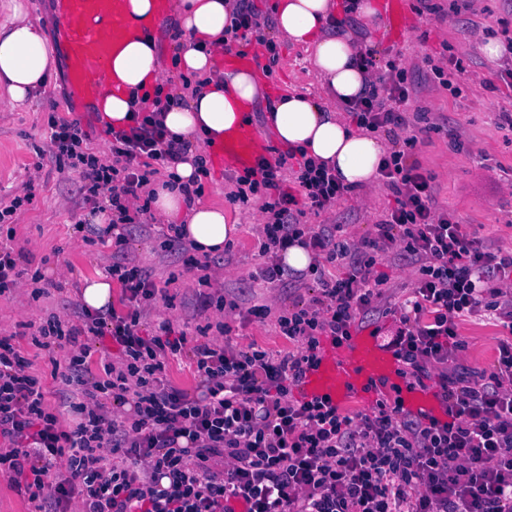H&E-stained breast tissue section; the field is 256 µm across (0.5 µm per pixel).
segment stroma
<instances>
[{"instance_id": "1", "label": "stroma", "mask_w": 512, "mask_h": 512, "mask_svg": "<svg viewBox=\"0 0 512 512\" xmlns=\"http://www.w3.org/2000/svg\"><path fill=\"white\" fill-rule=\"evenodd\" d=\"M11 3L42 23L62 62L58 74L30 103L12 104L0 88V202L30 196V203L14 217L16 234L11 246L21 267L40 276L39 283L27 281L0 296V337L15 335L33 372L55 389L59 383L52 373L56 366L68 363V350L38 347L24 334L23 326L53 315L75 319L83 308L80 291L85 279L107 273L113 250L88 240L93 204L85 203L80 191L84 167L57 169L45 126L48 113L78 119L100 161L110 162L112 156L98 113L74 100L54 0H0V21ZM408 16L405 31L398 35L391 32L387 13H380L376 26L369 27L359 14L340 9L327 30L334 35L352 33L365 48L374 50L378 62L401 57L407 69L409 109L425 114L431 127L429 133L419 135L413 157L433 177L437 206L454 213L478 235L510 250L512 127L501 124L499 115L512 113V57L487 56L484 47L512 38V0H468L466 8L443 22L430 14L423 0H409ZM179 24L177 13L171 11L152 32L165 82L176 94L184 89V75L175 66ZM278 46L276 62H269L264 55L259 58L260 63H271L272 71L259 73L263 96L248 113L249 124L263 132L262 154L266 157L280 145L266 124L268 98L301 92L331 110H344L317 76L310 50L285 39L279 40ZM452 58L463 68L458 76L461 93L456 97L439 87L432 73L433 66L447 67ZM208 168L210 174L202 180L201 204L223 208L229 222L238 226L229 247L208 258L209 272L222 285L225 299L238 305L237 311L226 317L233 328V342L240 347L254 342L266 349H288V341L275 332L276 317L295 304H310L312 283L306 277H293V290L288 293L264 280V260L258 254L263 215L257 205L229 201L236 169L213 159ZM393 201L382 181L376 180L321 213L318 221L344 225L349 237H366ZM160 230L156 220L131 225L124 244L128 260L152 271L157 286L166 289L165 296L145 305L140 333L154 335L159 325L169 322L194 339L199 336L198 327L217 319L218 314L199 315L200 273L187 271L181 256L165 250ZM259 305L269 308L261 319L250 314ZM460 332L468 343L466 362L478 369L494 364L498 344L508 335L502 327L475 318L464 321Z\"/></svg>"}]
</instances>
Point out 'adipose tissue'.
<instances>
[{"label":"adipose tissue","mask_w":512,"mask_h":512,"mask_svg":"<svg viewBox=\"0 0 512 512\" xmlns=\"http://www.w3.org/2000/svg\"><path fill=\"white\" fill-rule=\"evenodd\" d=\"M236 0H176L180 17L177 64L185 72L203 77V84L184 104L164 114L168 130L188 138L216 144L226 131L240 127L261 94L255 71L224 70V30L231 22ZM156 0H126L125 13L135 32L115 51L107 66L97 70L98 112L107 127L124 129L132 96L153 89L162 80L154 40L139 33L140 24L156 16ZM334 0H279L276 33L313 51L314 66L338 102L351 103L370 80L356 64L358 41L351 35L333 36L326 23L335 13ZM56 69V60L44 30L14 8L9 22L0 23V85L13 103L31 101ZM278 139L303 148L308 157L335 167L344 184L372 183L386 148L373 135L344 124L336 112L313 99L291 93L280 97L267 115ZM156 211L168 224H182L198 252L216 254L232 239L236 225L227 222L219 207H189L175 190L158 188Z\"/></svg>","instance_id":"ef3b65f1"}]
</instances>
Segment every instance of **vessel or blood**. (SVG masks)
I'll return each instance as SVG.
<instances>
[{"label": "vessel or blood", "mask_w": 512, "mask_h": 512, "mask_svg": "<svg viewBox=\"0 0 512 512\" xmlns=\"http://www.w3.org/2000/svg\"><path fill=\"white\" fill-rule=\"evenodd\" d=\"M61 34L67 44L69 79L77 100L92 104L98 94L94 73L130 33L124 0H56ZM109 25L100 35V22ZM259 131L249 125L228 131L223 143L211 152L224 164L246 169L257 159ZM400 361L380 343L373 329L365 328L342 346H329L318 365L303 377L299 390L309 400L319 399L334 406L358 404L373 407L382 387H397L403 407L415 414L447 419L446 404L432 390L409 384L400 373Z\"/></svg>", "instance_id": "obj_1"}]
</instances>
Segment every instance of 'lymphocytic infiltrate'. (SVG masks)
<instances>
[{
  "label": "lymphocytic infiltrate",
  "mask_w": 512,
  "mask_h": 512,
  "mask_svg": "<svg viewBox=\"0 0 512 512\" xmlns=\"http://www.w3.org/2000/svg\"><path fill=\"white\" fill-rule=\"evenodd\" d=\"M253 42L276 55L253 0H240L224 47ZM384 66L349 108L358 127L386 132L396 144L378 169L394 204L373 237L353 241L343 225L305 223L306 213L320 214L350 189L299 148L259 158L230 195L258 203L266 217L265 279L287 283L282 257L290 247L313 257L306 271L317 285L312 306L276 320L279 335L301 350L192 345L166 323L158 334L140 335L142 306L157 287L151 272L117 260L111 274L123 286V310L85 313L77 324L53 317L37 328L40 347L71 349L61 381L77 390L78 418L66 427L29 359L0 338V472L36 512H512V340L500 341L492 368L479 370L464 364L459 332L460 321L477 316L512 331V251L437 209L431 176L407 155L416 144L399 108L408 98L407 70L393 58ZM170 105L158 92L137 98L130 128L111 133L108 165L89 153L78 120L47 116L56 163L85 165L86 199L111 185L112 223L120 229L147 213L140 197L152 177L190 149L163 123ZM131 199L137 210H129ZM392 248L413 269L398 305L388 301L389 278L379 270ZM373 310L392 316L384 344L410 383L438 389L447 420L415 416L396 397L364 416L295 397L321 337L347 340ZM106 336L120 361L88 381L90 342ZM186 352L203 386L198 395L166 378L169 359Z\"/></svg>",
  "instance_id": "1"
}]
</instances>
